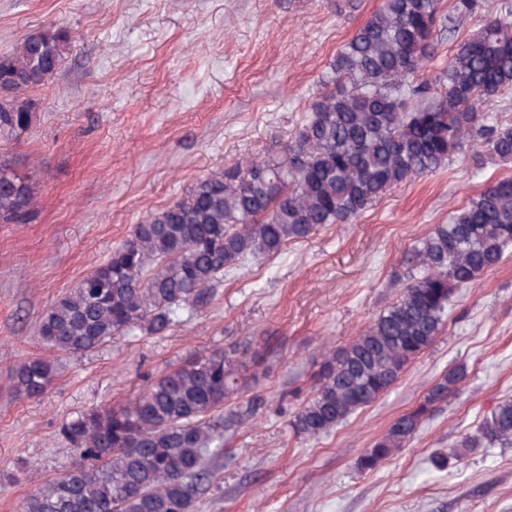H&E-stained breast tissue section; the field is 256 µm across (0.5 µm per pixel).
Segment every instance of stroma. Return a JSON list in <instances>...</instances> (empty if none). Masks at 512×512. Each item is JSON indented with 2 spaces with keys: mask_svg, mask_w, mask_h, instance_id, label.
<instances>
[{
  "mask_svg": "<svg viewBox=\"0 0 512 512\" xmlns=\"http://www.w3.org/2000/svg\"><path fill=\"white\" fill-rule=\"evenodd\" d=\"M381 0H0V54L26 34L67 28L71 50L31 91L30 130L0 141L37 184V215L0 224V512L75 461L59 430L89 409L138 396L149 376L221 349L261 351L256 413L224 435L199 512H512V447L471 449L437 469L431 457L475 434L512 397V252L456 294L434 344L371 405L316 440L288 423L313 393L324 352L391 306L407 250L512 162L474 172L469 153L390 190L346 224H328L276 256L225 274L211 303L165 335L118 337L82 357L37 334L70 293L149 212L229 163L275 154L302 127L338 48ZM512 0L440 20L429 78ZM30 357L55 375L36 399L10 371ZM466 377L415 437L376 469L356 462L441 374Z\"/></svg>",
  "mask_w": 512,
  "mask_h": 512,
  "instance_id": "obj_1",
  "label": "stroma"
}]
</instances>
